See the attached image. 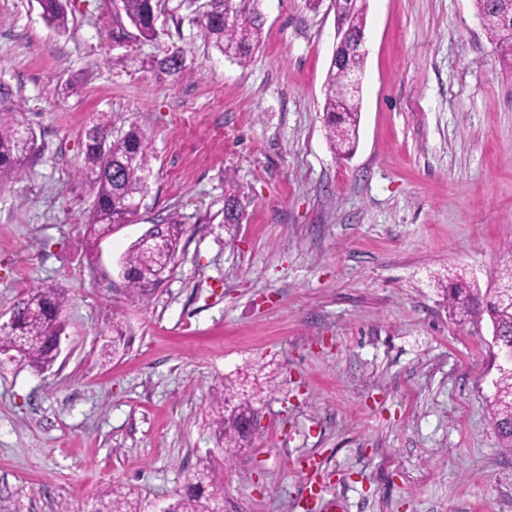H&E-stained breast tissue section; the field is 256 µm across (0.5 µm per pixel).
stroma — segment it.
<instances>
[{
  "mask_svg": "<svg viewBox=\"0 0 512 512\" xmlns=\"http://www.w3.org/2000/svg\"><path fill=\"white\" fill-rule=\"evenodd\" d=\"M120 7L68 0L59 32L37 0H0V92L39 147L0 186V316L38 286L68 294L50 370L0 354V502L94 512L130 485L158 512L226 451L224 512H296L313 485L344 512H512L491 323L451 314L436 286L457 271L492 287L512 244V71L473 0H368L345 159L323 117L331 0H261L244 67L184 0H159L153 41L116 27ZM176 48L191 76L150 68ZM103 112L155 158L135 221L97 239L81 167ZM228 174L244 193L231 235ZM168 216L184 226L171 270L132 296L122 260ZM116 319L128 345L109 355ZM224 385L257 416L250 447L215 434Z\"/></svg>",
  "mask_w": 512,
  "mask_h": 512,
  "instance_id": "1",
  "label": "stroma"
}]
</instances>
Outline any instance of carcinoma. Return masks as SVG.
<instances>
[{"instance_id": "obj_1", "label": "carcinoma", "mask_w": 512, "mask_h": 512, "mask_svg": "<svg viewBox=\"0 0 512 512\" xmlns=\"http://www.w3.org/2000/svg\"><path fill=\"white\" fill-rule=\"evenodd\" d=\"M356 5L340 13L343 29L356 36L366 26L367 0H355ZM124 17H115L114 24L123 26L127 19L140 39L152 41L158 37L156 0H121ZM46 23L67 30L68 16L65 0H39ZM483 26L492 42H497L503 23L512 19V10L504 0H474ZM192 22L207 43L220 52L231 49L234 63L246 66L262 43L264 18L260 0H207L204 9L197 10ZM151 67L174 77L192 73L185 51L176 48L164 57L151 61ZM364 69V57L341 51L332 57L324 85L326 137L339 157L351 155L358 143L360 107L345 105L342 90L350 73ZM82 169L94 194L88 230L99 238L109 235L121 224L133 222L135 213L131 201L142 196L154 155L148 135L130 129L122 137L112 139V116L102 114L84 134ZM38 150L37 136L14 106L0 105V185L20 177ZM224 223L239 224L242 219L243 193L235 179L224 178ZM170 248H177L183 227L176 220H162ZM169 270L168 254L135 245L123 259L124 279L131 294L142 299L160 286ZM496 287L481 292L473 282L455 279L443 288L448 308L459 317L487 316L497 342L505 351H512V304L504 299L503 291L512 286V246L500 259L495 271ZM67 298L59 288L31 289L18 304L14 328L0 330V350L15 352L37 372L53 367L57 360L52 340L63 329V314ZM230 394L217 398L215 425L219 438L229 448H238L249 438L247 422L252 414L248 400L241 399L234 409L226 404ZM501 447L512 452V367L499 371L491 410ZM227 459L207 456L200 459L191 482L176 495L166 512H213L224 501V484L217 479ZM96 512H144L142 500L133 489L118 487L112 498L102 503Z\"/></svg>"}]
</instances>
